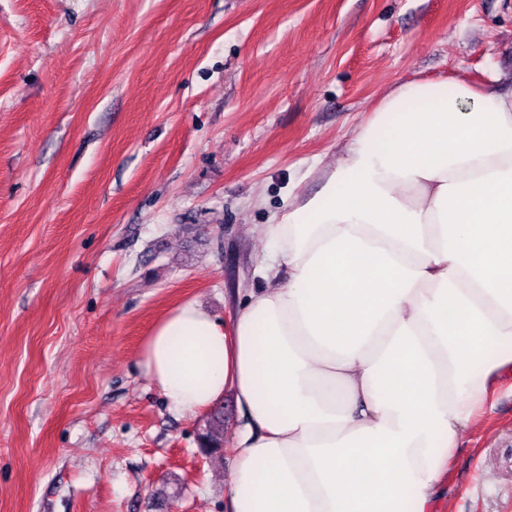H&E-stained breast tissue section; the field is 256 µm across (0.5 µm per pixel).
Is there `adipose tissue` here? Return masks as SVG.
<instances>
[{
	"instance_id": "obj_1",
	"label": "adipose tissue",
	"mask_w": 512,
	"mask_h": 512,
	"mask_svg": "<svg viewBox=\"0 0 512 512\" xmlns=\"http://www.w3.org/2000/svg\"><path fill=\"white\" fill-rule=\"evenodd\" d=\"M313 169L265 288L225 323L175 307L143 366L177 412L234 393L228 512H441L512 373V93L400 82Z\"/></svg>"
}]
</instances>
